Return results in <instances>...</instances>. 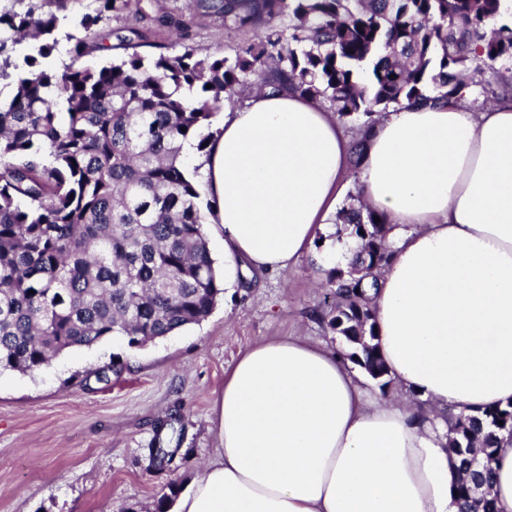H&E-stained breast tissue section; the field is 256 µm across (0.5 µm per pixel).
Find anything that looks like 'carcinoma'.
<instances>
[{"label": "carcinoma", "instance_id": "obj_1", "mask_svg": "<svg viewBox=\"0 0 512 512\" xmlns=\"http://www.w3.org/2000/svg\"><path fill=\"white\" fill-rule=\"evenodd\" d=\"M67 0L0 8V370L33 374L63 353L111 336L142 345L204 321L224 292L206 234L198 168L215 116L245 92H293L366 127L404 103L446 100L512 64L501 0H189L193 17L252 34L232 56L141 54L145 34L112 30L125 56L99 68L44 66L57 45L53 9ZM78 22L74 57L103 48L100 23L149 16L155 0H96ZM357 242L350 270H332L317 319L337 353L393 386L376 342L368 292L392 256L384 216L359 197L337 214ZM448 449L465 473L458 512H495L490 462L512 437V403L444 412ZM171 414L149 448L163 468L180 438Z\"/></svg>", "mask_w": 512, "mask_h": 512}]
</instances>
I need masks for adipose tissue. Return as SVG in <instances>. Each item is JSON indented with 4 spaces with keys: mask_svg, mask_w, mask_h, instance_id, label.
Returning <instances> with one entry per match:
<instances>
[{
    "mask_svg": "<svg viewBox=\"0 0 512 512\" xmlns=\"http://www.w3.org/2000/svg\"><path fill=\"white\" fill-rule=\"evenodd\" d=\"M201 172L228 288L293 268L319 239L325 264L348 262L356 242L332 222L346 185L386 215L393 256L370 298L400 394L372 397L351 362L301 337L255 344L175 512H458L441 412L512 403V98L406 104L354 133L315 99L255 93L225 111ZM492 472L497 512H512V439Z\"/></svg>",
    "mask_w": 512,
    "mask_h": 512,
    "instance_id": "obj_1",
    "label": "adipose tissue"
}]
</instances>
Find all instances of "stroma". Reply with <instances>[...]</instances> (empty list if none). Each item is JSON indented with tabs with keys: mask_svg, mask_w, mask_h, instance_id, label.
<instances>
[{
	"mask_svg": "<svg viewBox=\"0 0 512 512\" xmlns=\"http://www.w3.org/2000/svg\"><path fill=\"white\" fill-rule=\"evenodd\" d=\"M92 7V0H68L59 12L55 66L76 60L70 37ZM139 27L151 42L199 55L230 54L246 39L202 17L186 39L148 19ZM117 55L113 49L76 61L97 67ZM327 276L306 261L226 289L200 324L144 346L110 337L33 374L0 372V512H156L169 488L184 492L215 453L214 403L246 348L269 336L335 343L312 314ZM116 359L120 374L93 379ZM172 413L178 448L165 468H151L148 445L159 419Z\"/></svg>",
	"mask_w": 512,
	"mask_h": 512,
	"instance_id": "35a3bbf8",
	"label": "stroma"
}]
</instances>
